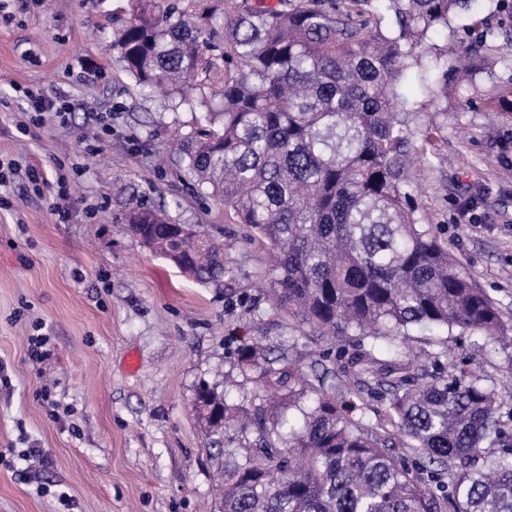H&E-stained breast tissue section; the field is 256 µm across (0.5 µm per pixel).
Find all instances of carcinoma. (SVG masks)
I'll use <instances>...</instances> for the list:
<instances>
[{
    "instance_id": "cac0c4a2",
    "label": "carcinoma",
    "mask_w": 512,
    "mask_h": 512,
    "mask_svg": "<svg viewBox=\"0 0 512 512\" xmlns=\"http://www.w3.org/2000/svg\"><path fill=\"white\" fill-rule=\"evenodd\" d=\"M191 2L175 19L163 0H130L112 49L143 96L208 113L177 140L186 173L274 252L270 309L294 332L349 338L341 384L383 404L374 422L348 418L325 376L285 356L276 368L243 338L236 375L256 390L195 394L224 444L215 512H512V409L483 373L442 363L449 336L506 327L410 204L400 93L419 71L456 95L474 86L480 70L432 43L473 0ZM124 220L199 282L229 273L222 244L157 209L131 202ZM417 328L441 333L429 366L397 343Z\"/></svg>"
}]
</instances>
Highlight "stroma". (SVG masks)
<instances>
[{
	"label": "stroma",
	"mask_w": 512,
	"mask_h": 512,
	"mask_svg": "<svg viewBox=\"0 0 512 512\" xmlns=\"http://www.w3.org/2000/svg\"><path fill=\"white\" fill-rule=\"evenodd\" d=\"M128 0H0V156L16 173L0 184V512H209L220 477L194 411L200 383L223 385L242 336L306 367L339 370L341 338L289 339L265 305L269 250L245 240L232 211L198 193L171 147L199 112L143 99L112 50ZM512 25L494 0L461 15L435 44L469 60L467 26ZM512 83L500 53L468 102L441 103L412 75L409 131L417 158L409 188L460 272L486 289L512 324V149L489 102ZM64 96L63 118L27 125L25 91ZM35 166L47 180L32 184ZM69 191L59 193L58 180ZM226 246L231 272L202 284L144 248L121 214L131 198ZM47 336L41 362L30 336ZM448 362L512 388V339L449 340ZM41 449L39 460L13 451Z\"/></svg>",
	"instance_id": "35a3bbf8"
}]
</instances>
